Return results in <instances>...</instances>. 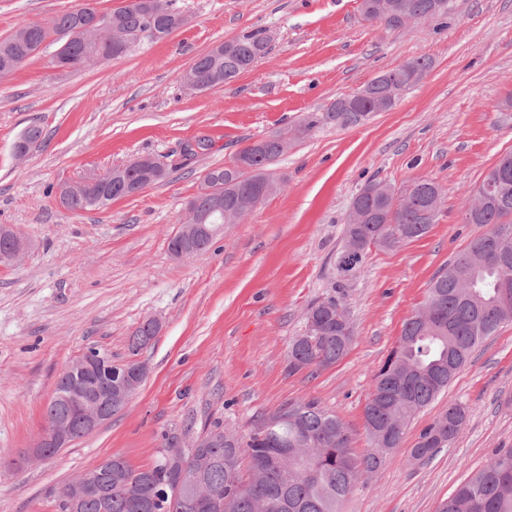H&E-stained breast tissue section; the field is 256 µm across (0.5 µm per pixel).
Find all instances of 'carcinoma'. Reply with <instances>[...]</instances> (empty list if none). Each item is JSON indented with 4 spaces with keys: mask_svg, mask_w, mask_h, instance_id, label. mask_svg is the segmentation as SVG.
Instances as JSON below:
<instances>
[{
    "mask_svg": "<svg viewBox=\"0 0 512 512\" xmlns=\"http://www.w3.org/2000/svg\"><path fill=\"white\" fill-rule=\"evenodd\" d=\"M455 0H362L361 15L368 23L390 30L408 26V19L445 20L453 14ZM98 0H82L73 10L57 15L51 23L26 22L0 40V76L12 73L38 56L50 38L58 48L52 66L77 70L91 56L105 61L126 54L154 27L162 39L187 23L172 0H127L107 12L111 26L84 31L101 10ZM271 41L264 30L245 33L217 45L191 64L197 90L230 83L263 57ZM431 68L428 57L404 60L382 72L358 92L332 102L321 112L299 121L296 135L318 126L349 127L368 120L378 104L392 109L402 93L418 84ZM43 136L37 123L28 125L14 145L28 150ZM288 148V134L274 133L242 148L237 157L249 167L217 166L205 172L201 191L187 203V212L200 224L214 223L224 213V223L235 224L277 193L283 180L273 166ZM166 173L104 171V181L79 198L66 195L59 185L60 204L71 211L105 208L112 201L132 197L164 181ZM489 186L480 211L464 210V223L483 224L487 230L473 238L448 270L430 283L420 313L408 318L396 346L374 376L373 390L364 407V426L370 448L352 449L342 420L315 400L288 403L258 417L245 436L235 435L216 423L197 435L200 448L187 456V471L203 477L204 492L219 498L216 512H339L342 501L359 481L374 473L386 455L400 447L414 415L429 406L465 366L472 351L500 326L512 321V296L504 300L495 288L502 273L501 253L509 257L512 276V151L502 155L481 179ZM443 193L434 179L417 178L397 187L385 180L367 181L354 196L363 219L346 220L345 245L360 247L357 267L368 250H394L424 236L437 223L440 212L432 208L433 193ZM344 283L333 294L313 302L304 327L288 343V368L293 372L327 368L348 352L354 340L353 323H345ZM157 331L147 321L134 331L129 344L135 356ZM467 419L466 407L448 401L440 415L421 430L411 448L417 461L431 459L448 447ZM99 490L86 494L76 512H187L178 496L169 491L170 477L158 462L135 470L119 455L105 459L83 474ZM438 512H512V448L500 449L493 459L443 501Z\"/></svg>",
    "mask_w": 512,
    "mask_h": 512,
    "instance_id": "obj_1",
    "label": "carcinoma"
}]
</instances>
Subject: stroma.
<instances>
[{
    "label": "stroma",
    "mask_w": 512,
    "mask_h": 512,
    "mask_svg": "<svg viewBox=\"0 0 512 512\" xmlns=\"http://www.w3.org/2000/svg\"><path fill=\"white\" fill-rule=\"evenodd\" d=\"M360 3L174 0L189 22L163 39L78 71L52 67L49 45L0 77V224L32 243L0 266V512H56V490L112 455L147 468L160 460L164 435L192 436L217 421L244 435L256 416L291 402L318 400L345 423L354 450L367 449L374 374L433 277L483 233L463 221L468 195L512 151L504 106L512 98V0H457L447 22L400 30L364 22ZM79 4L0 0V39ZM260 29L269 50L236 80L205 92L182 81L198 55ZM420 55L431 69L390 111L294 136L304 114ZM33 122L43 140L16 156L13 145ZM275 132L289 135L275 166L282 189L226 225L207 250L173 258L169 239L205 171ZM188 143L200 149L185 162ZM139 156L164 165L166 180L79 212L52 193ZM417 177L445 188L437 223L398 249H371L347 281L355 340L346 356L313 373L289 372V340L338 279L333 263L356 192L372 178L400 186ZM150 317L161 329L138 355L149 375L126 408L55 456L25 462L63 369L90 347L127 360L131 334ZM452 400L468 411L457 436L432 459L413 461L420 431ZM507 448L512 322L473 350L340 512H436Z\"/></svg>",
    "instance_id": "35a3bbf8"
}]
</instances>
